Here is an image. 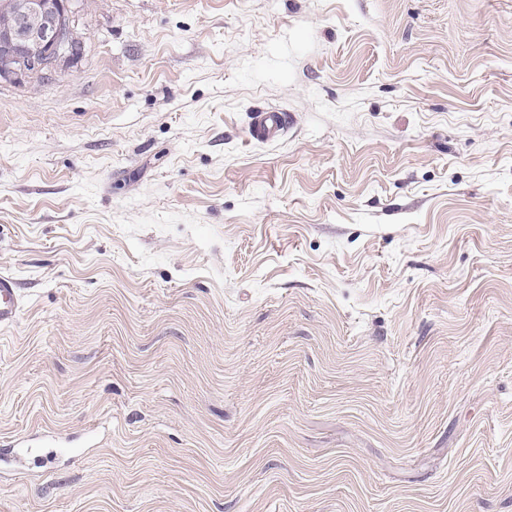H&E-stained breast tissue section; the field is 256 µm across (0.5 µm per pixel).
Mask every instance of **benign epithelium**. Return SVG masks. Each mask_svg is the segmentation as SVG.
Segmentation results:
<instances>
[{"label": "benign epithelium", "instance_id": "obj_1", "mask_svg": "<svg viewBox=\"0 0 512 512\" xmlns=\"http://www.w3.org/2000/svg\"><path fill=\"white\" fill-rule=\"evenodd\" d=\"M1 9H13L10 25L0 34V83H29L45 79L74 63V46L82 0H24Z\"/></svg>", "mask_w": 512, "mask_h": 512}]
</instances>
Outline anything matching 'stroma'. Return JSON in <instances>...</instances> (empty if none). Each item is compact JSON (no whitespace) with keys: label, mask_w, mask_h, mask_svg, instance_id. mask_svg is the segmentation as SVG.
Instances as JSON below:
<instances>
[{"label":"stroma","mask_w":512,"mask_h":512,"mask_svg":"<svg viewBox=\"0 0 512 512\" xmlns=\"http://www.w3.org/2000/svg\"><path fill=\"white\" fill-rule=\"evenodd\" d=\"M80 29L0 84V512H512V0ZM287 125L286 116L278 111L255 112L251 125V137L259 141H273L278 139ZM13 277L0 274V328L11 326L22 306V298Z\"/></svg>","instance_id":"35a3bbf8"}]
</instances>
